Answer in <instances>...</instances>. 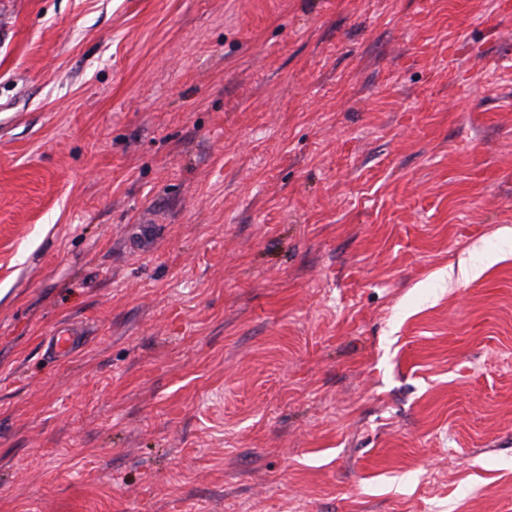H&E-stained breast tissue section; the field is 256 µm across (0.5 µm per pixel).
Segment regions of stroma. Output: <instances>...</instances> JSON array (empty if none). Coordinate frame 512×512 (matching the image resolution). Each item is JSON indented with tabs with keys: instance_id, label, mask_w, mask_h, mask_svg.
Returning <instances> with one entry per match:
<instances>
[{
	"instance_id": "1",
	"label": "stroma",
	"mask_w": 512,
	"mask_h": 512,
	"mask_svg": "<svg viewBox=\"0 0 512 512\" xmlns=\"http://www.w3.org/2000/svg\"><path fill=\"white\" fill-rule=\"evenodd\" d=\"M506 227L512 0H0V512H512Z\"/></svg>"
}]
</instances>
